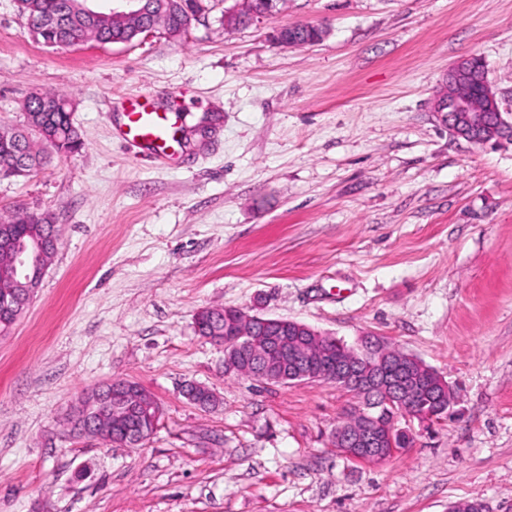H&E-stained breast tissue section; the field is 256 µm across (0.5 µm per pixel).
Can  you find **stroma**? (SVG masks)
<instances>
[{"mask_svg": "<svg viewBox=\"0 0 512 512\" xmlns=\"http://www.w3.org/2000/svg\"><path fill=\"white\" fill-rule=\"evenodd\" d=\"M206 5L176 39L59 48L0 0V129L57 92L83 141L0 174V216L49 215L59 238L0 334V512H512V144L456 138L432 109L474 55L512 113V0H285L236 27ZM298 23L326 33L273 40ZM136 93L178 116L166 163L121 134ZM215 306L383 337L453 385L454 413L409 421L383 465L348 459L333 433L354 394L229 372L195 330ZM113 380L161 407L139 446L68 431Z\"/></svg>", "mask_w": 512, "mask_h": 512, "instance_id": "stroma-1", "label": "stroma"}]
</instances>
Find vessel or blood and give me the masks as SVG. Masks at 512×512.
I'll return each instance as SVG.
<instances>
[{
	"instance_id": "b4317fda",
	"label": "vessel or blood",
	"mask_w": 512,
	"mask_h": 512,
	"mask_svg": "<svg viewBox=\"0 0 512 512\" xmlns=\"http://www.w3.org/2000/svg\"><path fill=\"white\" fill-rule=\"evenodd\" d=\"M123 135L146 147L158 160L169 155L167 132L173 126V113L159 110L140 98H128Z\"/></svg>"
}]
</instances>
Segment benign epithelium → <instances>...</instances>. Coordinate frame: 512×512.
Masks as SVG:
<instances>
[{
	"label": "benign epithelium",
	"mask_w": 512,
	"mask_h": 512,
	"mask_svg": "<svg viewBox=\"0 0 512 512\" xmlns=\"http://www.w3.org/2000/svg\"><path fill=\"white\" fill-rule=\"evenodd\" d=\"M99 6L96 0H80L79 9L94 19H107L116 23L138 21L151 9L148 0H105ZM483 106L476 100L460 94L448 87V91L438 95L433 103V112L440 117L453 136L469 143L487 145L503 140L500 129L512 128V121L499 117L498 125L488 126L484 112L500 113L495 93L484 84L480 94ZM0 151L14 157L8 167V175L20 176L29 173L28 163L18 152L16 134L0 135ZM0 253L12 260L11 274L5 281L13 284L17 280L25 282V296L32 298L39 288L49 266V252L41 241L27 244L12 237L10 230L0 228ZM4 312L16 321L27 307V302L16 291L3 290ZM231 318L244 325H257L271 332L270 352L261 363L260 376L269 381L286 380L292 382H314L333 380L344 388H357L376 397V400H362L347 413L352 425L338 427L334 434L336 448L347 456L373 463H383L388 456L380 448L381 439L377 434L378 407L388 406L395 413V419H410L419 416L417 408L409 400V379L417 369L427 365L408 356V362L388 364L381 357L386 342L375 336H363L358 344L348 347L350 357L338 365L329 363L323 355L313 349L302 332L317 338L320 333L302 323L297 328L285 332L278 321L249 315L241 309H232ZM196 329L207 333V339L224 347L225 364L234 368L237 353L242 343L224 341L210 336V329L196 324ZM161 410L158 402L142 386L127 381H113L84 394L74 405L72 420L81 424L91 420L83 435L96 437L126 447L137 446L148 440L157 430Z\"/></svg>",
	"instance_id": "7a95c632"
}]
</instances>
